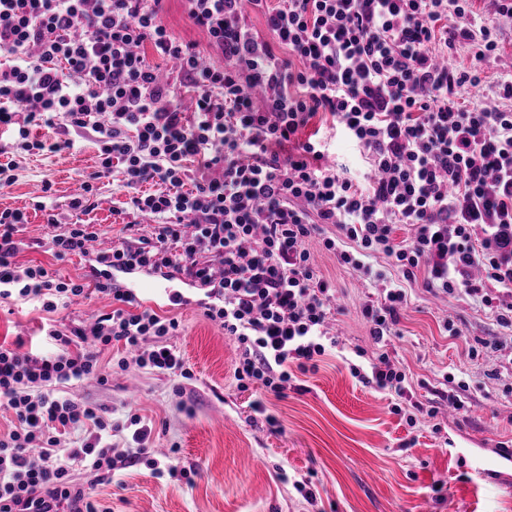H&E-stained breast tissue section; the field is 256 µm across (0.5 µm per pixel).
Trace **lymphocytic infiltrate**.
I'll return each instance as SVG.
<instances>
[{"mask_svg":"<svg viewBox=\"0 0 512 512\" xmlns=\"http://www.w3.org/2000/svg\"><path fill=\"white\" fill-rule=\"evenodd\" d=\"M497 2L496 17L479 21L470 0H185L191 22L223 56L218 65L169 34L162 0H0V54L8 59L0 128L26 152L75 146L36 138L35 127L94 133L99 169L68 207L94 210V179L118 163L133 216L130 240L93 254L95 225L61 231L55 206L44 209L49 250L59 259L93 255L91 287L114 307L89 327L48 324L54 352L0 344V406L15 419L0 436V512H98L97 485L152 459L141 416L125 422L133 447H118L106 408L65 390L91 375L108 382L132 362L185 369L168 344L179 321L113 287L109 268L173 269L206 285L204 314L235 340L234 377L254 391L259 413L262 395L283 396L295 372L317 369L339 344L328 328L335 290L315 264L312 240L367 276L366 258L385 255L431 294L479 297L512 322V74L498 82L494 103L463 100L482 88L476 64L497 54L502 25L512 23V0ZM252 10L269 38L248 26ZM452 42L473 66L449 65ZM146 44L174 62L167 77L141 53ZM187 94L190 112L180 106ZM318 115L321 126L305 134ZM339 135L357 146L363 176L328 164ZM139 215L154 218L151 234L136 232ZM25 222L22 211L0 210V299L16 295L61 313L88 286L19 264ZM406 303L392 281L365 301L376 343L392 336ZM115 342L134 360L102 363ZM349 370L408 402L406 374L388 354L371 369ZM81 429V447H62V435ZM77 466L85 482L72 480Z\"/></svg>","mask_w":512,"mask_h":512,"instance_id":"lymphocytic-infiltrate-1","label":"lymphocytic infiltrate"}]
</instances>
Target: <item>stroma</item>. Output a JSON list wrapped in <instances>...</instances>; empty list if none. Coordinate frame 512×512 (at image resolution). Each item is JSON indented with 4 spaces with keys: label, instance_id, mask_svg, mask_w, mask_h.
I'll return each mask as SVG.
<instances>
[{
    "label": "stroma",
    "instance_id": "35a3bbf8",
    "mask_svg": "<svg viewBox=\"0 0 512 512\" xmlns=\"http://www.w3.org/2000/svg\"><path fill=\"white\" fill-rule=\"evenodd\" d=\"M161 20L178 40L209 53V37L190 21L184 0H164ZM98 154L89 133L59 153L13 152L15 182L0 190V210L26 216L21 236L30 247L19 263L88 280V259L60 260L43 249L50 230L35 204L51 182L61 223L74 222L66 204L97 170ZM96 187L97 206L87 220L98 225L106 247L120 245L129 235L128 194L109 177ZM311 251L336 289L330 327L340 345L316 371L297 374L283 397H266L278 428L253 412L251 392L234 378L232 341L204 316L203 291L188 285L182 291L191 305L165 301L157 311L179 318L171 343L192 378L133 365L105 385L93 377L70 385L71 394L107 406L113 420L138 413L152 429L155 458L174 451L194 471L188 481L158 475L145 463L114 471L93 492L99 512H512V461L498 460L500 449H512V326L472 297L437 298L422 282L404 283L385 256L369 258L374 271L404 283L408 293L387 346L390 358L405 371L414 403L437 408L435 417L409 422L412 405L393 413L390 393L348 369L349 361L365 367L378 358L361 315L378 281L341 266L319 243ZM46 321L45 312L21 298L1 301L0 342L39 335ZM447 321L453 333L444 331ZM449 390L459 409L449 410ZM298 481L309 483L315 504L295 489Z\"/></svg>",
    "mask_w": 512,
    "mask_h": 512
}]
</instances>
